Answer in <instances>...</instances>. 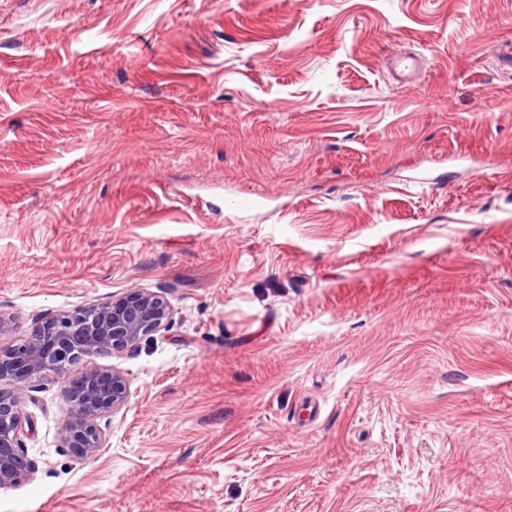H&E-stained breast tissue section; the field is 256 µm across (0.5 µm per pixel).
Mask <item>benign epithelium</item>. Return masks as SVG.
<instances>
[{
    "label": "benign epithelium",
    "instance_id": "7a95c632",
    "mask_svg": "<svg viewBox=\"0 0 512 512\" xmlns=\"http://www.w3.org/2000/svg\"><path fill=\"white\" fill-rule=\"evenodd\" d=\"M171 320V306L162 295L131 289L73 311L41 316L23 339L1 346L0 487L23 481L36 469L26 453L35 423L22 409L24 391L49 375L66 383L70 411L61 448L77 459H90L106 442L100 420L123 408L129 380L113 367L98 365L73 378L72 367L132 352L142 340L166 330Z\"/></svg>",
    "mask_w": 512,
    "mask_h": 512
}]
</instances>
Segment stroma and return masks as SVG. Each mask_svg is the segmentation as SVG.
Masks as SVG:
<instances>
[{"label": "stroma", "instance_id": "stroma-1", "mask_svg": "<svg viewBox=\"0 0 512 512\" xmlns=\"http://www.w3.org/2000/svg\"><path fill=\"white\" fill-rule=\"evenodd\" d=\"M508 39L512 0H0L14 338L173 310L96 457L27 393L0 512H512Z\"/></svg>", "mask_w": 512, "mask_h": 512}]
</instances>
